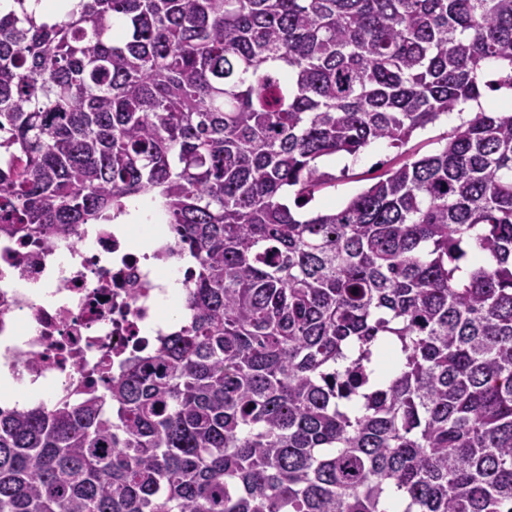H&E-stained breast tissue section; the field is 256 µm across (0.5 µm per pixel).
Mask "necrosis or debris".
Returning a JSON list of instances; mask_svg holds the SVG:
<instances>
[{
	"instance_id": "obj_1",
	"label": "necrosis or debris",
	"mask_w": 512,
	"mask_h": 512,
	"mask_svg": "<svg viewBox=\"0 0 512 512\" xmlns=\"http://www.w3.org/2000/svg\"><path fill=\"white\" fill-rule=\"evenodd\" d=\"M177 234L151 253L114 224H80L49 240L0 232V403H79L106 393L135 348L177 334L155 304L160 278L184 256Z\"/></svg>"
}]
</instances>
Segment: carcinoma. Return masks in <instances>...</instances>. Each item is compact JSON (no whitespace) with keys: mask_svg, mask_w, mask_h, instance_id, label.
Returning <instances> with one entry per match:
<instances>
[{"mask_svg":"<svg viewBox=\"0 0 512 512\" xmlns=\"http://www.w3.org/2000/svg\"><path fill=\"white\" fill-rule=\"evenodd\" d=\"M15 3L0 231L150 195L196 278L106 395L0 408V512H512V112L300 213L512 78V0ZM78 0H27L29 11L42 22H50L60 14L80 9ZM458 122H450L447 117L435 125H429L424 130L414 133L410 141L403 148L391 147L385 141H374L362 149L355 159L356 163L343 164L334 161V158L341 156L323 157L319 161L321 171L332 175V180H327L317 192L309 204V210L321 211L320 207L331 203L336 208H341L347 202L367 189L376 182L387 169L396 165L405 153L416 154L421 157L433 153L437 147L438 140L448 134Z\"/></svg>","mask_w":512,"mask_h":512,"instance_id":"1","label":"carcinoma"}]
</instances>
